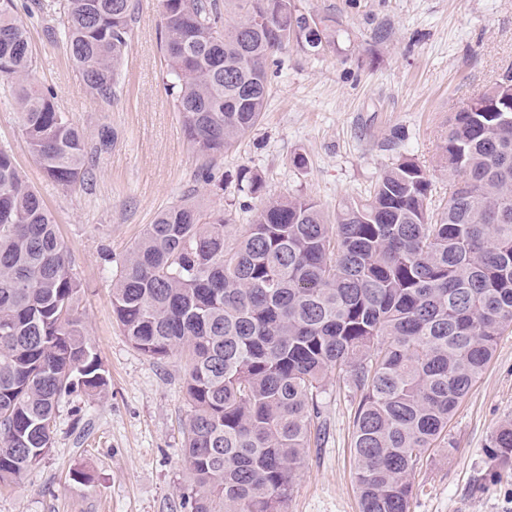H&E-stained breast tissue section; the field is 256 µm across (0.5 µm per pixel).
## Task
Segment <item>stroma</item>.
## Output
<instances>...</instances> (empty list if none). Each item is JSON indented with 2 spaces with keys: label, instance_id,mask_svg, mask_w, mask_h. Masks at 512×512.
I'll return each instance as SVG.
<instances>
[{
  "label": "stroma",
  "instance_id": "1",
  "mask_svg": "<svg viewBox=\"0 0 512 512\" xmlns=\"http://www.w3.org/2000/svg\"><path fill=\"white\" fill-rule=\"evenodd\" d=\"M335 19L338 51L310 57L293 48L271 65V92L258 126L217 157L212 180L184 136L160 47L157 0H134L121 93L104 104L88 92L63 38L28 25L34 77L53 88L62 110L108 150L93 155L84 186L49 181L22 134L17 109L0 83V146L45 207L70 250L84 293L79 308L110 378L106 393L62 402L54 444L39 466L0 491V512H188L183 445L193 413L187 361L144 356L112 313L120 264L156 215L198 201L228 215V233L252 222L263 199L303 195L333 214L345 198L369 195L394 155L415 158L448 201L440 145L448 122L505 69L512 68V0H301ZM388 28L387 42L371 33ZM397 142L396 151L385 150ZM304 157L296 165L295 157ZM259 175L261 194L241 191ZM321 436L312 442L285 512H360L353 475L354 411L346 382L332 376L318 393ZM512 420V328L499 337L483 374L448 423V447L432 451L411 478L410 512H512V470L489 455L499 427ZM497 470V469H496ZM91 474L92 483L78 472Z\"/></svg>",
  "mask_w": 512,
  "mask_h": 512
}]
</instances>
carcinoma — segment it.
I'll list each match as a JSON object with an SVG mask.
<instances>
[{
  "mask_svg": "<svg viewBox=\"0 0 512 512\" xmlns=\"http://www.w3.org/2000/svg\"><path fill=\"white\" fill-rule=\"evenodd\" d=\"M161 47L192 150L210 162L261 121L269 64L287 47L336 50V21L296 0H159ZM64 37L89 92L111 103L133 0H0V78L46 177L90 175L87 139L34 81L27 27ZM448 203L412 157L386 166L334 224L313 199L270 197L234 238L197 204L160 211L123 260L112 312L145 356L187 355L194 413L190 512H283L331 374L359 394L360 512H409L410 477L512 327V68L449 121ZM82 284L54 216L0 148V487L53 447L63 398L108 371L78 316ZM490 455L512 466V421Z\"/></svg>",
  "mask_w": 512,
  "mask_h": 512,
  "instance_id": "obj_1",
  "label": "carcinoma"
}]
</instances>
